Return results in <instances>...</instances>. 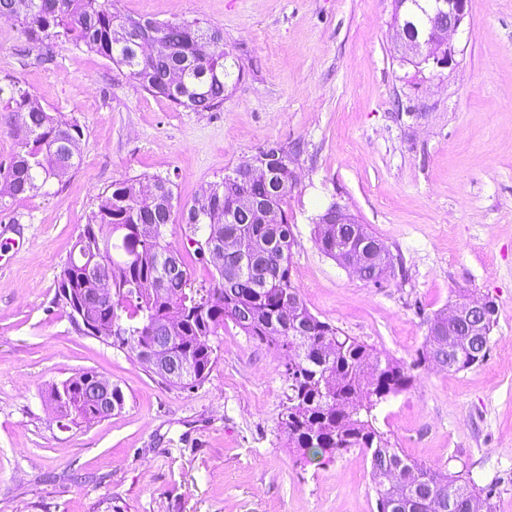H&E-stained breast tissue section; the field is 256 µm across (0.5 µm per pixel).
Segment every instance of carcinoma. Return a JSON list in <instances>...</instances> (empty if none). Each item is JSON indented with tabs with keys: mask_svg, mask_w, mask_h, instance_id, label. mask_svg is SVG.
Returning a JSON list of instances; mask_svg holds the SVG:
<instances>
[{
	"mask_svg": "<svg viewBox=\"0 0 512 512\" xmlns=\"http://www.w3.org/2000/svg\"><path fill=\"white\" fill-rule=\"evenodd\" d=\"M0 15H12L33 45L51 50L61 39L85 47L127 70L130 79L149 93L177 107L195 112L224 103L225 92L239 82L243 71L224 48L221 29L194 20L158 21L120 11L115 0H0ZM155 41L162 46L152 57L135 52L134 44ZM3 111L23 117L13 126L17 150L0 171V207L4 197L24 199L45 189L51 180L75 166L83 128L62 122L46 111L18 82L0 86ZM279 157L261 151L253 160L264 176L237 180L233 168L202 191L201 198L176 210L169 179L153 178L158 191L149 193L140 180L112 184L76 238L57 280L55 298L74 318L67 295L85 298L94 279L112 283V307L84 303L83 317L93 336L125 330L123 345L138 352L148 330L166 339L163 353L191 361L179 389H192L208 376L216 361L213 338L230 321L245 335L288 355L297 331L305 334L307 359L286 361L288 402L281 427L288 447L323 455L363 448L370 454V478L378 512H474L482 501L495 512L498 484L478 486L465 472L439 478L432 469L407 458L375 425L374 410L388 397L408 390L413 370L439 366L461 371L486 360L497 310L486 319L483 336L462 320L448 325V310L427 321L422 350L412 364L382 355L337 327L319 320L306 307L291 279V219L284 206L296 188L288 148L277 145ZM181 214L198 245L179 250L166 241L169 225ZM325 213L314 218L318 248L334 259L348 248L378 239L362 224H339L326 230ZM112 226V241L125 235L124 227H139L123 257L100 256L90 269L74 265L80 253H93V227ZM230 240L236 247L224 254L209 279L193 278L190 263H211L206 246ZM91 375L83 371L51 388L48 399L59 417L72 424L98 419L83 398L79 383Z\"/></svg>",
	"mask_w": 512,
	"mask_h": 512,
	"instance_id": "carcinoma-1",
	"label": "carcinoma"
}]
</instances>
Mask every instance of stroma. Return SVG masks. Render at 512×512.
Instances as JSON below:
<instances>
[{"label":"stroma","mask_w":512,"mask_h":512,"mask_svg":"<svg viewBox=\"0 0 512 512\" xmlns=\"http://www.w3.org/2000/svg\"><path fill=\"white\" fill-rule=\"evenodd\" d=\"M123 13L219 26L243 68L206 112L152 95L106 58L67 43L38 57L0 28V86L17 81L77 120L81 162L46 192L0 208V512H377L364 450L289 451L280 428L284 358L226 323L217 361L190 390L128 349L84 334L55 301L72 245L115 181L170 179L178 202L277 143L299 146L288 199L292 280L309 311L412 362L426 320L455 293L493 299L487 359L415 370L376 410L409 458L499 481L512 512V0H472L457 65L400 64L392 0H117ZM401 258L373 285L318 248L330 202ZM94 371L121 412L60 428L51 385Z\"/></svg>","instance_id":"obj_1"}]
</instances>
